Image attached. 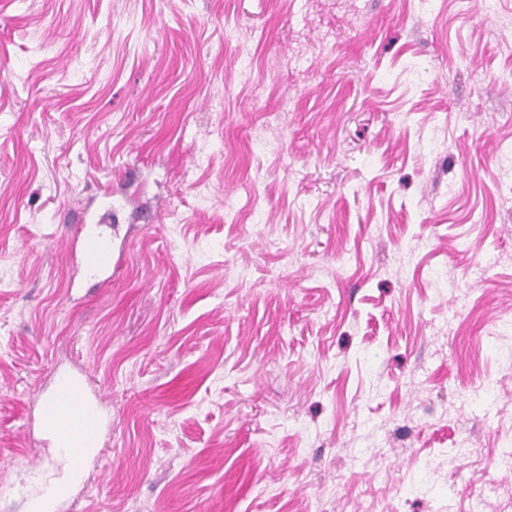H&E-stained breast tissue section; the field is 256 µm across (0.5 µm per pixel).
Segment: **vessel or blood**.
Listing matches in <instances>:
<instances>
[{
	"label": "vessel or blood",
	"mask_w": 512,
	"mask_h": 512,
	"mask_svg": "<svg viewBox=\"0 0 512 512\" xmlns=\"http://www.w3.org/2000/svg\"><path fill=\"white\" fill-rule=\"evenodd\" d=\"M73 239L85 267L97 273L99 285L110 283L112 247L100 225H77ZM103 402V394L89 385L83 370L56 371L52 391L40 400V427L49 440H62L73 468H81L99 444L105 424Z\"/></svg>",
	"instance_id": "b4317fda"
}]
</instances>
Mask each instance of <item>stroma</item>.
<instances>
[{
  "instance_id": "35a3bbf8",
  "label": "stroma",
  "mask_w": 512,
  "mask_h": 512,
  "mask_svg": "<svg viewBox=\"0 0 512 512\" xmlns=\"http://www.w3.org/2000/svg\"><path fill=\"white\" fill-rule=\"evenodd\" d=\"M511 38L512 0H0V512L67 475L58 367L112 429L56 512H512ZM104 224H77L73 240L80 247L83 264L98 274L97 287L112 282V247L101 229Z\"/></svg>"
}]
</instances>
